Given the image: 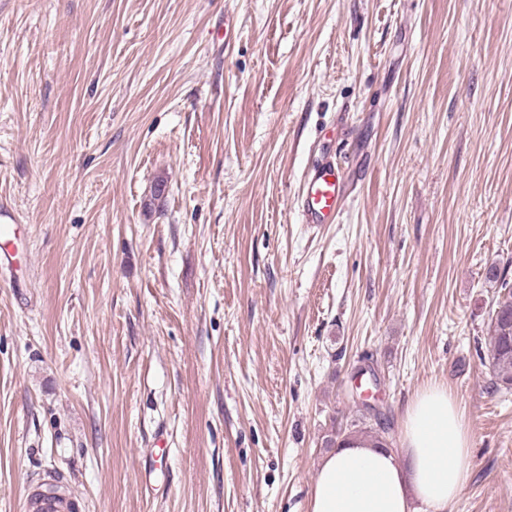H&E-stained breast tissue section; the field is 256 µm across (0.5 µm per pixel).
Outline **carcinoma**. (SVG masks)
Returning <instances> with one entry per match:
<instances>
[{
  "instance_id": "obj_1",
  "label": "carcinoma",
  "mask_w": 512,
  "mask_h": 512,
  "mask_svg": "<svg viewBox=\"0 0 512 512\" xmlns=\"http://www.w3.org/2000/svg\"><path fill=\"white\" fill-rule=\"evenodd\" d=\"M486 279L501 283V289L505 290V294L495 301L486 339L490 389L500 392L512 389V286L504 278V272L495 265L487 269ZM385 433V427H376L359 414L337 428L331 427L324 436V442L334 444L339 439L363 437L384 444Z\"/></svg>"
}]
</instances>
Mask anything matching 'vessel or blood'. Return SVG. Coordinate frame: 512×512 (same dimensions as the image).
Returning a JSON list of instances; mask_svg holds the SVG:
<instances>
[{"label":"vessel or blood","mask_w":512,"mask_h":512,"mask_svg":"<svg viewBox=\"0 0 512 512\" xmlns=\"http://www.w3.org/2000/svg\"><path fill=\"white\" fill-rule=\"evenodd\" d=\"M345 192L339 171L332 159L324 158L309 170L300 207L306 223L332 224L339 218ZM21 233L19 225L0 222V267L11 265L10 244Z\"/></svg>","instance_id":"vessel-or-blood-1"}]
</instances>
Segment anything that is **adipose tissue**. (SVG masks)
<instances>
[{
	"label": "adipose tissue",
	"instance_id": "obj_1",
	"mask_svg": "<svg viewBox=\"0 0 512 512\" xmlns=\"http://www.w3.org/2000/svg\"><path fill=\"white\" fill-rule=\"evenodd\" d=\"M471 472L467 421L432 385L406 409L399 450L353 439L323 456L309 512H453Z\"/></svg>",
	"mask_w": 512,
	"mask_h": 512
}]
</instances>
